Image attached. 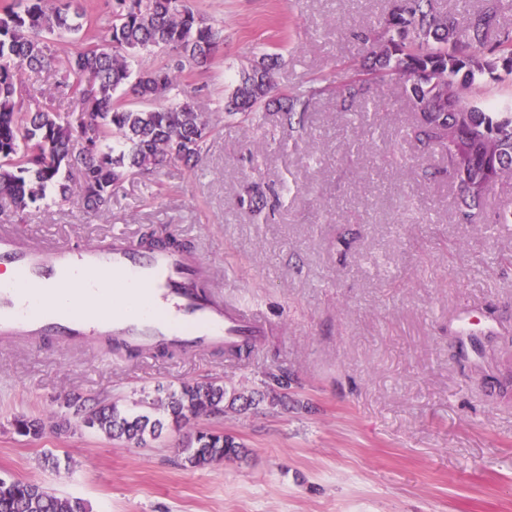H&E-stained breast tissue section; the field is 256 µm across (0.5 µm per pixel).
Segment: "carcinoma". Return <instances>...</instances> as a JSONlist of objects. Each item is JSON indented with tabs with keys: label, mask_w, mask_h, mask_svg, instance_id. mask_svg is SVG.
Wrapping results in <instances>:
<instances>
[{
	"label": "carcinoma",
	"mask_w": 512,
	"mask_h": 512,
	"mask_svg": "<svg viewBox=\"0 0 512 512\" xmlns=\"http://www.w3.org/2000/svg\"><path fill=\"white\" fill-rule=\"evenodd\" d=\"M51 35L70 46L63 56L46 43ZM370 46V64L340 90L344 109L377 110L369 82L397 79L414 122L406 135L423 149H446L448 175L459 184L458 221L470 223L491 186L512 174V110L476 105L466 90L496 64L512 74V27L504 25L500 0L477 10L437 11L434 0H392L387 16L356 32ZM223 43L214 21L188 0H113L112 11L93 21L80 0H13L0 11V194L19 211L41 201L61 206L79 192L86 209L105 214L112 191L130 175H152L171 161L201 157L212 132L181 86L187 68H205ZM155 49L175 54L174 66L131 68L130 59ZM495 56L490 62L484 53ZM279 55L264 53L239 72L224 115L260 122L277 105L289 132L302 123L316 89H299L277 103L274 70ZM64 71L62 90L84 106L74 125L57 112L24 107L23 75ZM139 100L133 107L120 90ZM256 392L216 380L184 383L144 402L131 414L118 402L87 408L74 400L85 426L139 446L164 427L178 430L190 418L246 411L264 401ZM16 431L42 437L44 421L15 420ZM185 460L205 467L240 459L246 449L224 432L199 430L187 437ZM0 512H89L79 498L58 497L35 482L0 477Z\"/></svg>",
	"instance_id": "carcinoma-1"
}]
</instances>
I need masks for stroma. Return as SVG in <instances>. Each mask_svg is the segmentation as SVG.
I'll return each instance as SVG.
<instances>
[{
  "mask_svg": "<svg viewBox=\"0 0 512 512\" xmlns=\"http://www.w3.org/2000/svg\"><path fill=\"white\" fill-rule=\"evenodd\" d=\"M189 4L224 24L221 53L182 75L200 109L216 111L256 54L277 53V94L325 89L302 128L283 137L274 112L258 128L220 119L198 167L129 176L107 218L76 195L22 212L0 198V224L73 244L115 232L174 241L216 280L232 276L225 298L274 332L246 359L0 343V476L82 498L91 512H512V224L495 221L512 178L461 223L448 155L407 139L414 116L398 84L371 86L379 111L342 109L337 92L368 53L353 33L387 0ZM62 79L24 75L30 99L79 122ZM282 374L283 403L167 427L145 448L86 428L67 405L129 406L207 380L267 392ZM22 416L44 421L40 439L16 432ZM200 429L234 435L247 457L189 467L180 446Z\"/></svg>",
  "mask_w": 512,
  "mask_h": 512,
  "instance_id": "35a3bbf8",
  "label": "stroma"
}]
</instances>
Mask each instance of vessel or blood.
<instances>
[{"mask_svg": "<svg viewBox=\"0 0 512 512\" xmlns=\"http://www.w3.org/2000/svg\"><path fill=\"white\" fill-rule=\"evenodd\" d=\"M11 267L15 284H0V342L52 337L60 347L101 340L141 352L158 348H232L259 341L268 328L246 306L227 302L210 267L194 252L168 246L140 248L125 234L106 245L31 243L14 226L0 225V264ZM108 271L143 284L150 301L141 313L70 311L38 304L35 294L52 296L57 288L90 275L88 301L102 293L95 277Z\"/></svg>", "mask_w": 512, "mask_h": 512, "instance_id": "obj_1", "label": "vessel or blood"}]
</instances>
